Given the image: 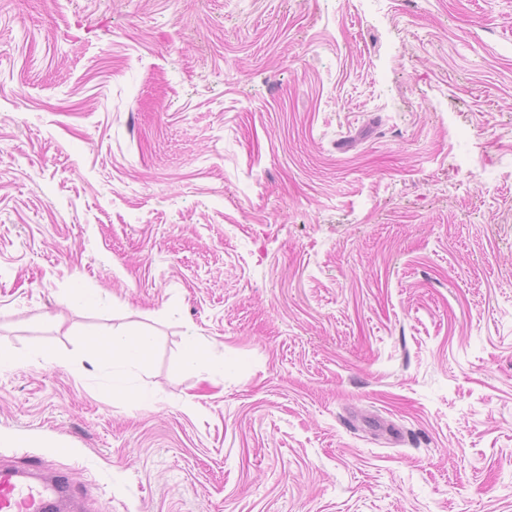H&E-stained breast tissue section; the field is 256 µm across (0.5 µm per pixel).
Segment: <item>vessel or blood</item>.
<instances>
[{
    "mask_svg": "<svg viewBox=\"0 0 512 512\" xmlns=\"http://www.w3.org/2000/svg\"><path fill=\"white\" fill-rule=\"evenodd\" d=\"M62 473L30 462L23 467L0 466V512H81Z\"/></svg>",
    "mask_w": 512,
    "mask_h": 512,
    "instance_id": "1",
    "label": "vessel or blood"
}]
</instances>
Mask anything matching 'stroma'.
Masks as SVG:
<instances>
[{"label": "stroma", "mask_w": 512, "mask_h": 512, "mask_svg": "<svg viewBox=\"0 0 512 512\" xmlns=\"http://www.w3.org/2000/svg\"><path fill=\"white\" fill-rule=\"evenodd\" d=\"M0 354L89 512H512V0H0ZM108 342L106 349L112 354V362L119 365L143 362L152 347L149 336L133 331L114 333ZM183 365L190 369H198L204 366L211 372L223 374L224 357L211 355L204 347L197 344L192 336L186 347Z\"/></svg>", "instance_id": "35a3bbf8"}]
</instances>
